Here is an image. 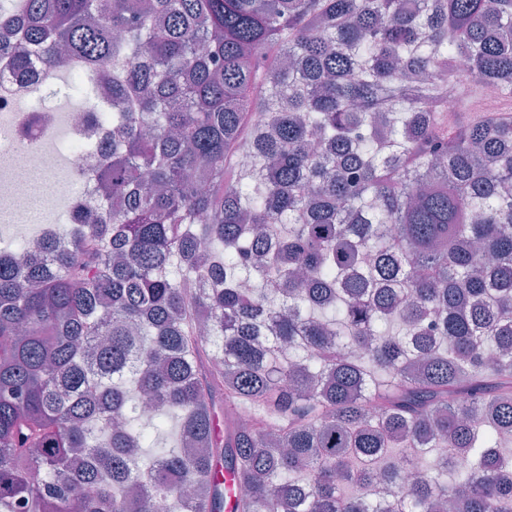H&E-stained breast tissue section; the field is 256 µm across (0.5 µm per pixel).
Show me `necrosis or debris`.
Returning <instances> with one entry per match:
<instances>
[{
	"label": "necrosis or debris",
	"instance_id": "obj_1",
	"mask_svg": "<svg viewBox=\"0 0 512 512\" xmlns=\"http://www.w3.org/2000/svg\"><path fill=\"white\" fill-rule=\"evenodd\" d=\"M54 78L36 59L17 73L9 52L0 53V222L26 225L59 207L66 219L52 233L63 239L102 204L96 170L112 148V115L94 97L69 112L20 110ZM80 179L84 188L71 193Z\"/></svg>",
	"mask_w": 512,
	"mask_h": 512
}]
</instances>
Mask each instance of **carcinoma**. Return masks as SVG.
<instances>
[{"label": "carcinoma", "instance_id": "carcinoma-1", "mask_svg": "<svg viewBox=\"0 0 512 512\" xmlns=\"http://www.w3.org/2000/svg\"><path fill=\"white\" fill-rule=\"evenodd\" d=\"M0 29L112 103L116 203L0 255V512H512V0Z\"/></svg>", "mask_w": 512, "mask_h": 512}]
</instances>
